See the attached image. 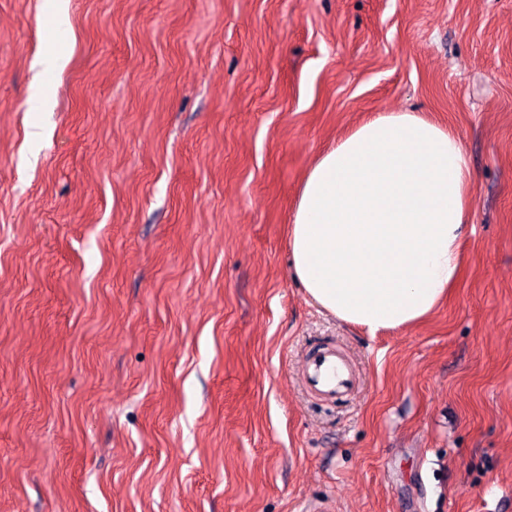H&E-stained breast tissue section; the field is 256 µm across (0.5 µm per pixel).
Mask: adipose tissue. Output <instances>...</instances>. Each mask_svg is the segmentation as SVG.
<instances>
[{
	"instance_id": "adipose-tissue-1",
	"label": "adipose tissue",
	"mask_w": 512,
	"mask_h": 512,
	"mask_svg": "<svg viewBox=\"0 0 512 512\" xmlns=\"http://www.w3.org/2000/svg\"><path fill=\"white\" fill-rule=\"evenodd\" d=\"M469 183L450 129L414 112L366 118L304 180L288 233L297 279L369 332L421 321L460 278Z\"/></svg>"
}]
</instances>
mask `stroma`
<instances>
[{
  "label": "stroma",
  "mask_w": 512,
  "mask_h": 512,
  "mask_svg": "<svg viewBox=\"0 0 512 512\" xmlns=\"http://www.w3.org/2000/svg\"><path fill=\"white\" fill-rule=\"evenodd\" d=\"M376 112L456 132L471 209L448 299L372 334L288 225ZM326 344L334 405L300 379ZM321 499L512 512V0H0V512ZM302 381L321 400L335 402L345 399L354 386L355 377L342 353L335 347L323 346L311 353Z\"/></svg>",
  "instance_id": "stroma-1"
}]
</instances>
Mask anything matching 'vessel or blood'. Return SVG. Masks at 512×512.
<instances>
[{
    "mask_svg": "<svg viewBox=\"0 0 512 512\" xmlns=\"http://www.w3.org/2000/svg\"><path fill=\"white\" fill-rule=\"evenodd\" d=\"M302 381L321 400L334 402L345 399L354 386L355 377L342 353L335 347L323 346L311 353Z\"/></svg>",
    "mask_w": 512,
    "mask_h": 512,
    "instance_id": "b4317fda",
    "label": "vessel or blood"
}]
</instances>
